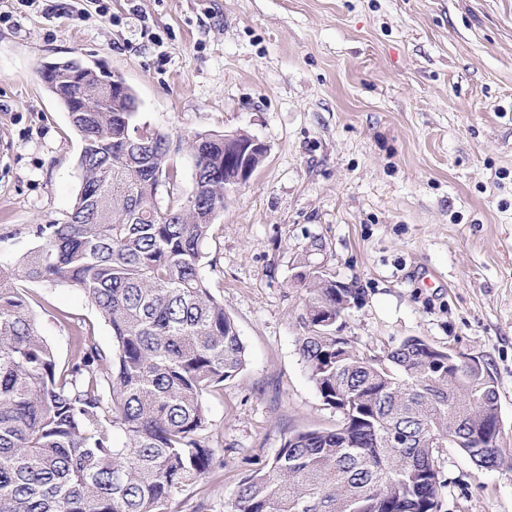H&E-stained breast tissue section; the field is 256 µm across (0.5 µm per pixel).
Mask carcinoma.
Masks as SVG:
<instances>
[{
  "instance_id": "carcinoma-1",
  "label": "carcinoma",
  "mask_w": 512,
  "mask_h": 512,
  "mask_svg": "<svg viewBox=\"0 0 512 512\" xmlns=\"http://www.w3.org/2000/svg\"><path fill=\"white\" fill-rule=\"evenodd\" d=\"M41 76L80 138L82 180L67 219L30 226L37 245L0 263V512H170L216 464L200 437L205 395L246 365L204 272L224 211V135L194 136L193 187L163 207L159 188L177 183L171 143L138 124L135 98L96 93L90 70L69 85ZM298 279L299 354L341 420L286 437L268 471L241 479L231 512H437V435L479 467H512L486 405L494 385L473 391L476 372L418 337L381 360L336 352V313L355 289L318 268ZM27 282L79 288L111 327L115 358L73 321L60 363Z\"/></svg>"
}]
</instances>
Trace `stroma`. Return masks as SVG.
Masks as SVG:
<instances>
[{"mask_svg": "<svg viewBox=\"0 0 512 512\" xmlns=\"http://www.w3.org/2000/svg\"><path fill=\"white\" fill-rule=\"evenodd\" d=\"M70 57L119 73L139 121L176 149L181 193L198 133L241 130L267 157L216 220L206 280L246 347L205 397L223 456L171 512H230L238 483L289 434L331 429L296 342L316 266L357 290L342 333L365 353L416 336L476 358L512 454V0H0V262L26 228L64 221L81 143L41 67ZM60 359L84 323L110 326L68 284H29ZM439 512H512V469L440 449Z\"/></svg>", "mask_w": 512, "mask_h": 512, "instance_id": "35a3bbf8", "label": "stroma"}]
</instances>
